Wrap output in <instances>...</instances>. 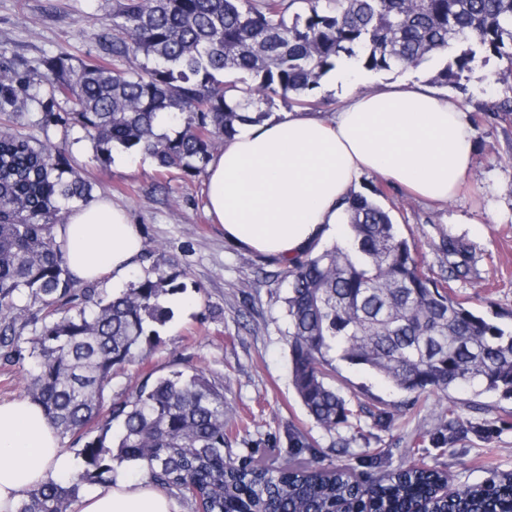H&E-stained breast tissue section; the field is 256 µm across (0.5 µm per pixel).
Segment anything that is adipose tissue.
<instances>
[{
	"label": "adipose tissue",
	"mask_w": 512,
	"mask_h": 512,
	"mask_svg": "<svg viewBox=\"0 0 512 512\" xmlns=\"http://www.w3.org/2000/svg\"><path fill=\"white\" fill-rule=\"evenodd\" d=\"M473 154L472 123L453 100L420 85L356 89L330 114L289 112L239 124L206 167V210L236 246L290 259L335 236L340 203L361 175L440 202L458 192ZM55 235L81 282L123 286L144 254L137 225L102 196L68 208ZM76 470L38 403L0 402V512H15L26 491ZM76 509L174 512L148 479L134 483L119 473Z\"/></svg>",
	"instance_id": "1"
}]
</instances>
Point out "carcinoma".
<instances>
[{
	"label": "carcinoma",
	"mask_w": 512,
	"mask_h": 512,
	"mask_svg": "<svg viewBox=\"0 0 512 512\" xmlns=\"http://www.w3.org/2000/svg\"><path fill=\"white\" fill-rule=\"evenodd\" d=\"M505 62L497 82L512 86V0H120L112 33L95 59L59 53L37 64L0 49V358L31 341V398L59 434H101L80 449L85 467L37 487L16 512H70L87 487L114 479L111 462L145 463L150 481L192 512H333L344 504L372 512H412L448 483L422 456L362 480L346 467L319 465L315 443L292 424L290 452L301 466L233 459L224 389L203 373L145 376L105 401L117 369L136 362L173 317L167 298L182 290L159 264L116 295L70 275L54 235L62 212L93 199L94 184L72 170L70 151L47 136L52 127L93 144L96 158L139 150L159 171L200 173L236 124L260 121L274 97L309 110L330 71L372 73L437 69L458 85L490 58ZM177 122L175 137L157 135ZM37 127L44 138L25 132ZM355 192L343 202L342 239L279 261L288 281L293 387L308 414L332 431L368 417L380 430L394 414L373 397L351 400L333 385L340 360L361 366L418 401L458 390L512 398V332L474 314L426 274L390 211ZM449 268L468 274L465 247L448 241ZM120 433L106 445L112 423ZM473 429L451 409L430 443L451 448ZM437 512H512V473L460 484Z\"/></svg>",
	"instance_id": "cac0c4a2"
}]
</instances>
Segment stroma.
Here are the masks:
<instances>
[{
    "label": "stroma",
    "instance_id": "stroma-1",
    "mask_svg": "<svg viewBox=\"0 0 512 512\" xmlns=\"http://www.w3.org/2000/svg\"><path fill=\"white\" fill-rule=\"evenodd\" d=\"M114 4L0 0V45L32 60L61 51L81 59L98 56ZM499 67L498 60H490L464 73L461 88L444 86L440 92L476 112L504 97V85L495 81ZM474 129V161L458 197L427 203L372 173L363 174L354 190L367 195L382 187V202L415 247L423 270L446 278L449 291L476 315L511 330L512 124L486 114ZM71 163L93 182L95 195L110 197L139 227L145 254L136 275L159 262L186 285L172 319L158 329L159 340L142 344L139 361L113 376L106 398L131 388L146 374L158 377L190 367L223 387L228 417L247 424L243 440L231 446L239 458L249 454L268 465L284 464L289 454L283 428L292 423L317 440L323 467H346L362 478L383 473L367 456L369 446L382 450L394 467L416 459L418 449L428 450L453 486L512 473V399L497 394L455 392L453 404L476 427L455 447L433 448L430 434L449 403L434 394L412 401L371 371L340 361L335 379L339 392L350 399L362 393L378 398L394 413V423L386 431L368 418L357 429L342 424L329 431L317 424L292 385L282 302L287 286L273 278L276 265L271 258L233 245L213 224L206 212L203 175L177 170L159 175L154 159L140 152H125L102 164L86 140L73 146ZM451 240L467 249V278L448 275L444 245ZM33 335V327H26L20 357L0 361V402L28 395ZM359 430L364 433L360 439L355 436Z\"/></svg>",
    "mask_w": 512,
    "mask_h": 512
}]
</instances>
